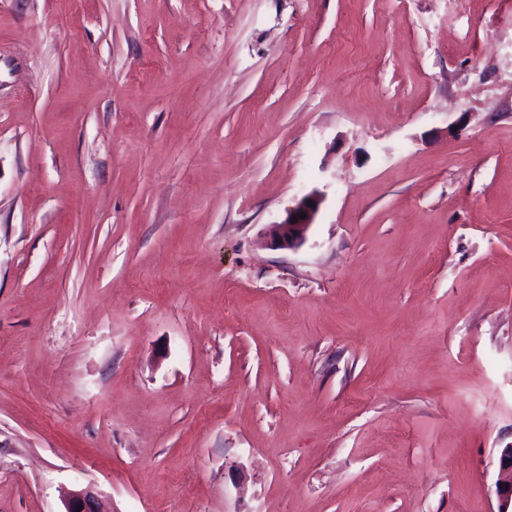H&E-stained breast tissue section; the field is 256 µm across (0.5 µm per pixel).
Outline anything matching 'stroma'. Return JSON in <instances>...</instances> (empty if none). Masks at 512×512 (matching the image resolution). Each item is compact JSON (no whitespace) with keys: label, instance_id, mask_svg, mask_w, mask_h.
I'll return each mask as SVG.
<instances>
[{"label":"stroma","instance_id":"stroma-1","mask_svg":"<svg viewBox=\"0 0 512 512\" xmlns=\"http://www.w3.org/2000/svg\"><path fill=\"white\" fill-rule=\"evenodd\" d=\"M509 445L512 0H0V512H496ZM309 201H312L315 207H310ZM323 201V195L318 191L309 192L297 199L294 205L288 206L285 216L280 221L270 225L265 235L264 245L280 250L299 248L305 242L312 224H316ZM301 213H305L306 218H299ZM293 218L297 219L296 223H292ZM64 512H102L99 509V491L92 486L74 490L65 503Z\"/></svg>","mask_w":512,"mask_h":512}]
</instances>
